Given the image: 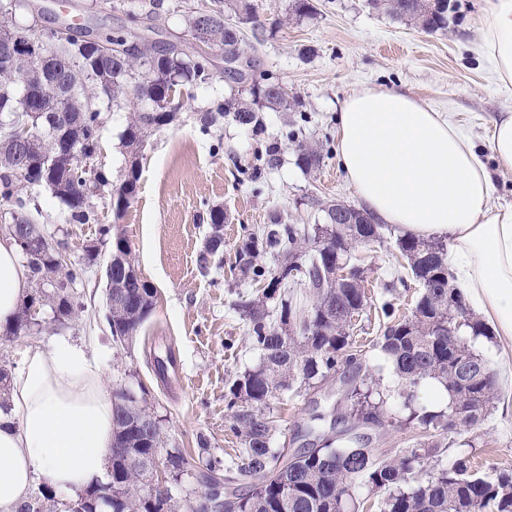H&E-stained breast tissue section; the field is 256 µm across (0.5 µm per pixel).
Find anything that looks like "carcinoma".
<instances>
[{
  "label": "carcinoma",
  "mask_w": 512,
  "mask_h": 512,
  "mask_svg": "<svg viewBox=\"0 0 512 512\" xmlns=\"http://www.w3.org/2000/svg\"><path fill=\"white\" fill-rule=\"evenodd\" d=\"M369 6L400 21L419 24L425 30L448 26V0H368ZM217 7L210 31L213 49L232 59L234 69L224 72L231 83L247 82L249 88L217 103L197 121L200 131L228 117L236 124L258 130L263 126L259 112L293 111L294 101L286 90L257 70L255 59L244 54L241 32L230 17L257 19L252 0H209ZM15 34L31 39L0 15V35ZM53 59L41 64L22 57L10 70L0 69V200L11 206L16 224H37L39 213L28 208L20 195L24 187L48 189L64 207L70 224H89L96 213L92 199L108 184L105 176L89 184L81 161L58 151L57 133L85 145H97L104 112L124 103L130 93L150 103L132 110L122 134L129 170L112 193V205L122 210L137 191L139 157L153 131L177 120L176 97L212 83L213 64L187 53L172 43L142 41L136 52L112 60L109 68L96 66L95 51L74 53L62 42L46 48ZM121 84L112 97L101 92L114 77ZM54 85L73 89L63 112L30 109L43 103L44 92ZM28 126L24 151L11 139L14 124ZM296 163L305 170L319 168L324 145L298 142ZM311 205L324 213L323 224H283L276 218L237 250L236 262L260 285L254 297L235 303L245 321L250 347L261 362L236 372L224 393L229 430L239 440L234 453L222 456L197 440L196 464L179 448L167 447L162 428L146 427L150 404L134 392L114 395L115 442L122 445L111 457L112 501L92 497V490L79 495L87 504L80 509L59 510L55 492L44 486L27 500L20 512H175L173 493L161 499L145 493L143 485L153 464L162 460L179 486L188 479L208 488L224 500V512H364L366 499L359 490L382 493L378 512H512V469L496 470L492 478L479 475L476 458L481 435L477 434L499 400L498 374L471 343L477 337L493 339L492 332L474 317L461 293L452 284L448 250L442 239L423 240L410 235L395 239L405 276L419 281L430 276L432 287L419 291L410 313L396 307L397 289L383 288L380 310L385 318L380 333L364 343L356 340V323L342 319L352 310L359 317L371 306L364 271L355 267L357 279L336 285L327 278L328 265H343L351 251L369 237L379 245L387 241L391 228L374 221L362 208L353 209L355 223L336 222L338 204L312 199ZM224 209L209 211V234L202 259L219 254L224 247ZM100 240L109 246L112 258V295L107 299V321L112 338L122 342L137 333L153 313L155 291L136 269L131 248L122 233L109 225L99 228ZM60 243L48 235L37 239L22 253L29 271L31 289L3 336H26L33 332L27 309L36 302L51 301V323L63 325L75 312L73 286L86 269L97 264L91 258L54 263ZM272 256V264L260 261ZM276 302L269 311L268 302ZM378 351L389 365L391 382L384 383L383 368H370L368 353ZM342 383L347 413L336 417L344 428L320 446L292 453L272 446V409L284 390H307L329 381ZM442 385L450 401L444 410H427L416 405L418 394L430 381ZM377 425L400 430L421 429L408 447L393 456L359 442L355 429ZM448 444L462 448L449 466L436 463L439 434Z\"/></svg>",
  "instance_id": "1"
}]
</instances>
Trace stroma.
Listing matches in <instances>:
<instances>
[{
	"label": "stroma",
	"mask_w": 512,
	"mask_h": 512,
	"mask_svg": "<svg viewBox=\"0 0 512 512\" xmlns=\"http://www.w3.org/2000/svg\"><path fill=\"white\" fill-rule=\"evenodd\" d=\"M155 2L161 25L152 41L186 37L185 10L198 0ZM263 19L280 25L256 57L258 69L273 74L294 97L289 117L265 111L264 127L255 131L225 121L202 134L197 113L231 93L222 79L223 56H215L220 77L179 101L178 120L149 139L139 162L138 192L121 213H114L112 188L126 174L128 158L121 135L129 112L105 113L99 163L109 184L94 198V224H71L59 202L43 188L29 190L39 208L40 223L61 241L71 260L97 241L100 225L111 224L129 241L136 264L158 291L156 308L135 338L115 343L104 318L102 266L88 269L74 287L78 307L66 324L10 341L0 340V362L15 364L29 343L56 336L88 345L105 363L107 392L126 388L145 392L162 419L169 445L195 458L198 436L210 448L228 453L238 442L229 430L224 408L227 383L237 371L254 366L244 322L234 303L255 286L236 263L235 251L258 228L280 215L286 224H319L323 217L309 201L360 200L346 182L336 150H329L319 169L302 171L295 163L296 145L283 139L285 121L300 126L311 141L336 140L339 107L360 87L396 89L461 122L481 152H488L491 123L512 110V86L501 85L484 58L479 28L492 0H450L447 28L426 32L371 10L367 0H313L315 15L296 17L291 0H253ZM15 17L23 26L43 32L62 22L92 34L124 28L125 13L112 0H17ZM280 146V163L270 169L262 154L270 143ZM222 207L224 251L201 266L208 234V211ZM372 298H379L398 269L394 243L359 246ZM474 345L499 374L500 399L480 429L487 453L482 463L512 467V344L500 337L478 338ZM173 348L177 369L169 383L154 370V356ZM338 387L328 384L301 394L284 392L273 406L274 444L296 449L333 434Z\"/></svg>",
	"instance_id": "obj_1"
}]
</instances>
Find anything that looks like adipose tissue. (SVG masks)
Here are the masks:
<instances>
[{
    "label": "adipose tissue",
    "mask_w": 512,
    "mask_h": 512,
    "mask_svg": "<svg viewBox=\"0 0 512 512\" xmlns=\"http://www.w3.org/2000/svg\"><path fill=\"white\" fill-rule=\"evenodd\" d=\"M480 38L499 82L512 85V0H493ZM337 145L374 217L418 238L448 237L458 288L512 342V205L495 204L488 169L512 171V111L492 123L487 162L452 116L398 90L362 88L340 106ZM29 287L17 246L0 241V322ZM103 377L101 361L66 338L22 348L11 410L0 413V512H19L40 474L72 494L103 478L113 440Z\"/></svg>",
    "instance_id": "adipose-tissue-1"
}]
</instances>
